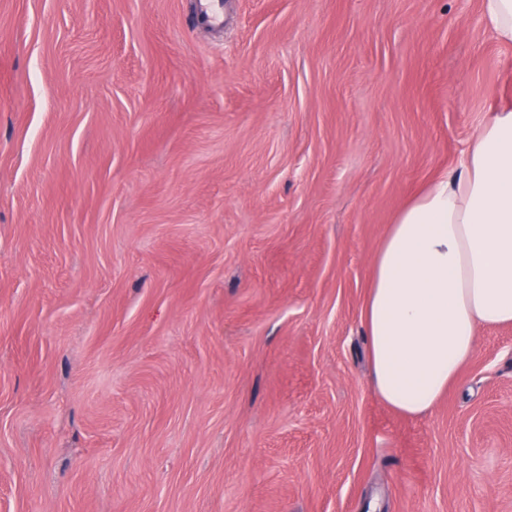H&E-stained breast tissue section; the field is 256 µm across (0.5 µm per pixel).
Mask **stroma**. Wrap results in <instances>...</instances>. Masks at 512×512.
<instances>
[{"instance_id":"35a3bbf8","label":"stroma","mask_w":512,"mask_h":512,"mask_svg":"<svg viewBox=\"0 0 512 512\" xmlns=\"http://www.w3.org/2000/svg\"><path fill=\"white\" fill-rule=\"evenodd\" d=\"M509 104L482 0H0V512H512V325L409 417L361 322ZM196 15L208 26L221 29L224 27L223 0H195Z\"/></svg>"}]
</instances>
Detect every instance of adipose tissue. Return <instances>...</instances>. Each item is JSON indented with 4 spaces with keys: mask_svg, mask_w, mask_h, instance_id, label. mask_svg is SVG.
Wrapping results in <instances>:
<instances>
[{
    "mask_svg": "<svg viewBox=\"0 0 512 512\" xmlns=\"http://www.w3.org/2000/svg\"><path fill=\"white\" fill-rule=\"evenodd\" d=\"M362 324L372 388L406 416L435 406L479 326L512 325V108L489 109L455 165L389 225Z\"/></svg>",
    "mask_w": 512,
    "mask_h": 512,
    "instance_id": "1",
    "label": "adipose tissue"
}]
</instances>
